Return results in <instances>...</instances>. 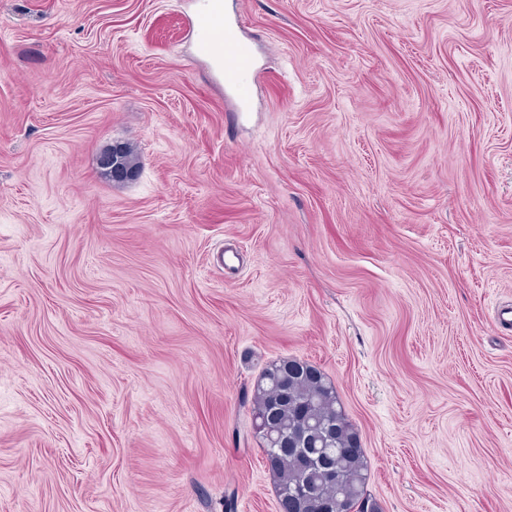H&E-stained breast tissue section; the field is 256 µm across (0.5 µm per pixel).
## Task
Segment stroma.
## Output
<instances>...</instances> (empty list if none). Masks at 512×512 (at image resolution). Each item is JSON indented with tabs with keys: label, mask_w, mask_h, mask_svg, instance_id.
I'll list each match as a JSON object with an SVG mask.
<instances>
[{
	"label": "stroma",
	"mask_w": 512,
	"mask_h": 512,
	"mask_svg": "<svg viewBox=\"0 0 512 512\" xmlns=\"http://www.w3.org/2000/svg\"><path fill=\"white\" fill-rule=\"evenodd\" d=\"M223 3L242 92L199 0H0V512H278L284 357L383 512H512V0ZM213 14L220 22L219 26L205 15L199 14L195 19L200 45L207 54L220 53L223 56L225 48L226 56L231 55L227 61L229 78L240 87L250 73V46L237 36L233 28L224 26L220 15Z\"/></svg>",
	"instance_id": "35a3bbf8"
}]
</instances>
